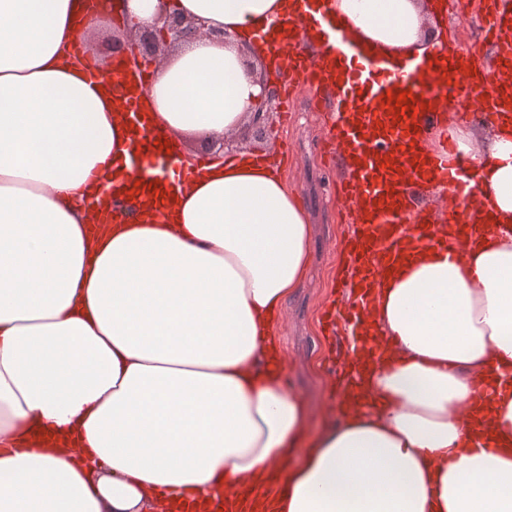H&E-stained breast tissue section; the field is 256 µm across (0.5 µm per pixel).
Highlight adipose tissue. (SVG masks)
Masks as SVG:
<instances>
[{
    "label": "adipose tissue",
    "instance_id": "adipose-tissue-1",
    "mask_svg": "<svg viewBox=\"0 0 512 512\" xmlns=\"http://www.w3.org/2000/svg\"><path fill=\"white\" fill-rule=\"evenodd\" d=\"M231 35L156 64L137 106L188 173L158 220L128 185L134 128L113 79L72 56L78 23L153 24L160 3ZM442 0H0V512H512V115L450 130L476 192L461 239L383 264L359 314L368 403L307 438V408L269 369L279 315L310 263L299 195L265 152L182 140L248 126L252 44L328 14L399 67L456 47ZM274 72L276 55L258 54ZM263 71V72H264ZM131 205L114 223L112 203ZM498 228L485 242L480 213ZM501 373L485 381V369ZM487 382L488 394L477 386Z\"/></svg>",
    "mask_w": 512,
    "mask_h": 512
}]
</instances>
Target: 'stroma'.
I'll return each instance as SVG.
<instances>
[{
  "label": "stroma",
  "instance_id": "obj_1",
  "mask_svg": "<svg viewBox=\"0 0 512 512\" xmlns=\"http://www.w3.org/2000/svg\"><path fill=\"white\" fill-rule=\"evenodd\" d=\"M445 28L461 51L481 47L489 66H497L504 45L488 40L482 0H469L458 10L449 0L443 14ZM295 120L289 126L273 121L262 137L247 138L246 144L282 155V173L289 187L301 197L312 222L311 263L296 294L280 314L279 348L286 361L289 387L302 396L310 415L306 432L315 436L323 424L338 419L331 388L333 368L342 360L332 351L331 338L323 329V312L334 293L336 267L350 236V212L340 204L338 191L345 175L340 156L325 158L326 126L336 109V100L298 86Z\"/></svg>",
  "mask_w": 512,
  "mask_h": 512
}]
</instances>
